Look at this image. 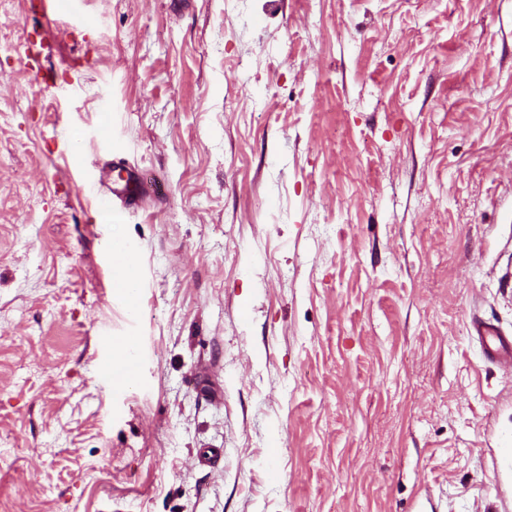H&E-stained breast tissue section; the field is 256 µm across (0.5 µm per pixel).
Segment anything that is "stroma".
Here are the masks:
<instances>
[{
	"mask_svg": "<svg viewBox=\"0 0 512 512\" xmlns=\"http://www.w3.org/2000/svg\"><path fill=\"white\" fill-rule=\"evenodd\" d=\"M85 11L39 66L66 98L0 0V512H498L512 375L470 327L512 334V0ZM104 93L111 151L62 153ZM127 166L157 190L101 223L76 173ZM113 279L116 289L123 295L131 309L136 306V280L139 272V265L132 250L123 255L116 263H113Z\"/></svg>",
	"mask_w": 512,
	"mask_h": 512,
	"instance_id": "35a3bbf8",
	"label": "stroma"
}]
</instances>
